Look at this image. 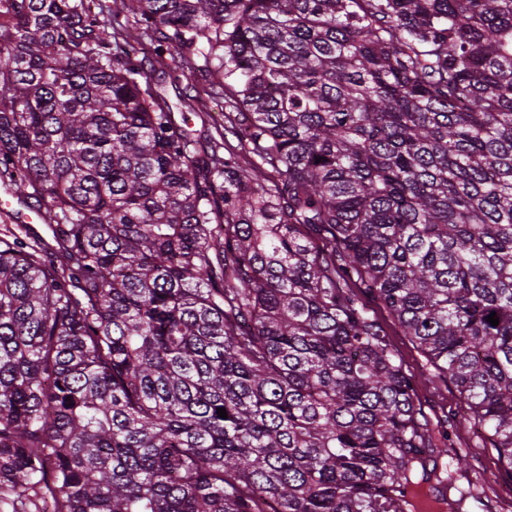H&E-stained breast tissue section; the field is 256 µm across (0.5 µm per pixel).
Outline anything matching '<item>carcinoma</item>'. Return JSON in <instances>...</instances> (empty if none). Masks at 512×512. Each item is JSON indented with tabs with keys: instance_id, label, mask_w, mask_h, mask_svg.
Segmentation results:
<instances>
[{
	"instance_id": "cac0c4a2",
	"label": "carcinoma",
	"mask_w": 512,
	"mask_h": 512,
	"mask_svg": "<svg viewBox=\"0 0 512 512\" xmlns=\"http://www.w3.org/2000/svg\"><path fill=\"white\" fill-rule=\"evenodd\" d=\"M91 3L0 0V512H455L356 288L512 472V0H123L216 137ZM167 63L170 67L180 71L181 80L179 81V85L181 88L188 85V90L191 95L200 92L203 98V108L208 112L206 128H208L209 133H212L216 137V129L224 131V100L215 98L213 95L208 96L202 93L201 84L198 81L193 64L184 63L179 56L169 58ZM18 203L23 208L13 211L12 209H10L11 203L9 201L1 202L0 208H1L2 212L9 213V217L15 223L12 220H10L7 216L1 214V210H0V236L1 235L3 236V234H6L8 231H14L19 234H22V233L24 234V232L27 231V233H30L31 237H33V236H39V237H43V238L48 237L50 232H49V229H48L46 223L39 220V219H41V220L43 219L42 213L39 212V210L33 209L31 207H26L23 204H21L20 202H18ZM25 211L35 214L38 219L34 216L33 223L28 224L29 221L32 220V217ZM16 223H18L19 225L20 224L22 225V226H20L22 233H20L21 231L18 230V225Z\"/></svg>"
}]
</instances>
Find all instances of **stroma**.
Listing matches in <instances>:
<instances>
[{
	"label": "stroma",
	"instance_id": "obj_1",
	"mask_svg": "<svg viewBox=\"0 0 512 512\" xmlns=\"http://www.w3.org/2000/svg\"><path fill=\"white\" fill-rule=\"evenodd\" d=\"M362 302L413 379L424 417L430 424H444L449 451L469 460L468 471L449 473L451 496L460 500V512H512V473L501 467L497 451L484 433L460 413L455 386L435 376L423 351L404 336L381 302L367 295Z\"/></svg>",
	"mask_w": 512,
	"mask_h": 512
}]
</instances>
